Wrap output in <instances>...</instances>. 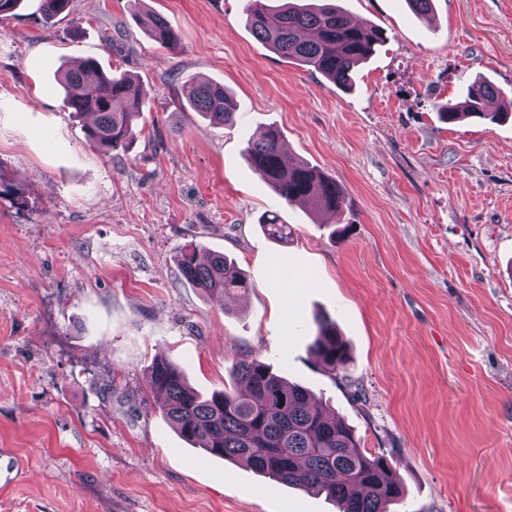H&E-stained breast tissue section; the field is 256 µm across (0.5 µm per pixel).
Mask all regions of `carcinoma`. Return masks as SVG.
<instances>
[{"label":"carcinoma","mask_w":512,"mask_h":512,"mask_svg":"<svg viewBox=\"0 0 512 512\" xmlns=\"http://www.w3.org/2000/svg\"><path fill=\"white\" fill-rule=\"evenodd\" d=\"M72 0H41V14L52 20L70 12ZM246 23L257 40L289 62L308 67L340 89L353 86L355 69L385 41L384 33L368 22L352 23L338 5L305 7L283 0H246ZM151 40L171 51L180 48L177 33L161 15L150 18ZM65 103L78 114L95 117L87 127L90 146L104 151L126 147L137 136V122L148 91L128 73L105 72L86 58L60 73ZM192 111L209 124L231 126L236 119L232 97L224 85L205 81L183 88ZM501 91L484 80L467 86L465 100L439 105L440 117L455 122L464 117L500 121L511 112H491L488 103ZM280 132L269 126L253 135L244 147L254 174L267 182L287 204L306 203L314 211H342L344 189L304 161L287 165L280 151ZM268 236L288 238V225L267 217ZM178 267L184 280L212 298L244 297L251 284L224 253L190 243L180 253ZM310 346L313 357L336 371L349 355L336 325L327 317L315 319ZM241 391L218 390L204 396L192 389L183 370L166 356L157 357L149 371L150 386L164 395L166 420L187 441L197 442L208 454L245 464L284 484L303 487L341 504L340 512H389L404 494L396 469L380 455L361 452L353 428L328 417L314 395L298 383H286L256 357L235 366Z\"/></svg>","instance_id":"carcinoma-1"}]
</instances>
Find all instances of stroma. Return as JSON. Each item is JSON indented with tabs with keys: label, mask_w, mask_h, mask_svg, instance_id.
<instances>
[{
	"label": "stroma",
	"mask_w": 512,
	"mask_h": 512,
	"mask_svg": "<svg viewBox=\"0 0 512 512\" xmlns=\"http://www.w3.org/2000/svg\"><path fill=\"white\" fill-rule=\"evenodd\" d=\"M384 43L352 89L286 62L245 0H40L0 16V448L28 460L0 512H338L208 455L166 422L156 356L204 394L246 357L313 391L405 486L392 512H512V120L448 123L481 78L512 97V0H336ZM179 33L171 51L142 20ZM96 58L148 90L140 134L103 152L56 75ZM224 84L238 118L182 95ZM346 191L343 213L286 204L242 150L260 128ZM288 225L287 241L261 221ZM192 242L252 282L213 301L180 275ZM349 360L310 355L316 317ZM183 95L193 112H198L209 124L231 126L236 119L232 97L224 85L205 81L192 83L183 88Z\"/></svg>",
	"instance_id": "stroma-1"
}]
</instances>
